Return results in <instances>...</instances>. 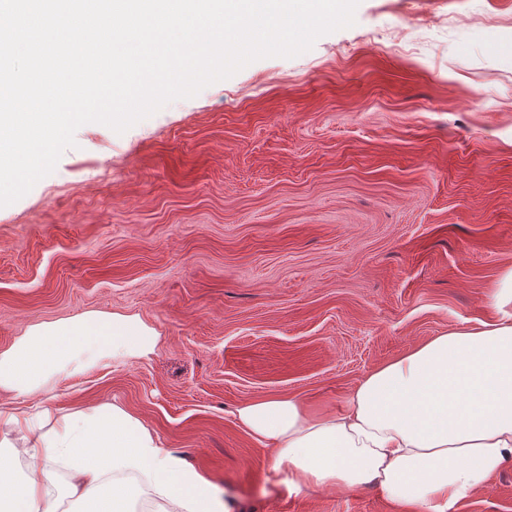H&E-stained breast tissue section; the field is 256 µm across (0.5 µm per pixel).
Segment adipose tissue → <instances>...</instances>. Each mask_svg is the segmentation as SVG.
Masks as SVG:
<instances>
[{"label":"adipose tissue","instance_id":"adipose-tissue-1","mask_svg":"<svg viewBox=\"0 0 512 512\" xmlns=\"http://www.w3.org/2000/svg\"><path fill=\"white\" fill-rule=\"evenodd\" d=\"M488 305L492 320L368 372L345 410L261 397L238 409L237 422L274 448L272 468L288 493L371 485L401 512H458L512 461V267ZM156 343L154 328L120 314L37 325L0 352V388L33 398L49 379L148 356ZM0 431V512H56L58 466L71 474L64 492L82 512H131L144 494L161 512H224L213 483L120 406L26 413L0 404Z\"/></svg>","mask_w":512,"mask_h":512}]
</instances>
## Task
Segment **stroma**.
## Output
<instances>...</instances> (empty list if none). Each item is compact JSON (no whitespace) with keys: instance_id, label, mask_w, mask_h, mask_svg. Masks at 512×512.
<instances>
[{"instance_id":"35a3bbf8","label":"stroma","mask_w":512,"mask_h":512,"mask_svg":"<svg viewBox=\"0 0 512 512\" xmlns=\"http://www.w3.org/2000/svg\"><path fill=\"white\" fill-rule=\"evenodd\" d=\"M512 0H360L354 25L254 61L123 133L87 123L0 207V351L90 312L140 319L148 357L50 379L115 403L227 512H398L368 485L288 495L235 412L342 409L360 379L487 320L512 267ZM407 32L409 56L378 38ZM458 512H512V463Z\"/></svg>"}]
</instances>
